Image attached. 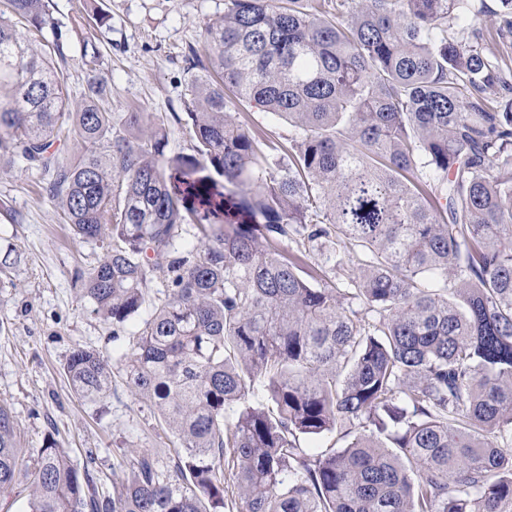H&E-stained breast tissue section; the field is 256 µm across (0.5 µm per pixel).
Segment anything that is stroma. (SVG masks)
I'll use <instances>...</instances> for the list:
<instances>
[{"instance_id":"1","label":"stroma","mask_w":512,"mask_h":512,"mask_svg":"<svg viewBox=\"0 0 512 512\" xmlns=\"http://www.w3.org/2000/svg\"><path fill=\"white\" fill-rule=\"evenodd\" d=\"M53 17L70 40L61 66L73 98H80L90 71L106 76L112 109L164 113L165 154L192 153L193 142L178 121L192 73L189 46L200 45L205 22L224 14V0H53ZM110 20L97 26L93 11ZM100 56L88 67L82 39ZM44 175L23 163L0 164V245L16 250L19 264L0 278V406L16 418L26 460L47 440L64 448L74 464L94 458V475L111 488L112 471L130 467L132 448L173 450L149 405L135 400L121 373L103 403L75 395L64 365L71 352L91 347L111 354L112 325L97 315L80 288V274L98 248L70 235L56 202L43 190Z\"/></svg>"}]
</instances>
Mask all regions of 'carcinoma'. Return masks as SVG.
Listing matches in <instances>:
<instances>
[{"instance_id": "carcinoma-1", "label": "carcinoma", "mask_w": 512, "mask_h": 512, "mask_svg": "<svg viewBox=\"0 0 512 512\" xmlns=\"http://www.w3.org/2000/svg\"><path fill=\"white\" fill-rule=\"evenodd\" d=\"M500 2L487 25L476 0H225L189 47L193 153L167 158V116L115 115L100 75L72 101L52 0H0V158L49 175L102 250L82 293L113 340L151 307L112 357L74 349L70 385L98 403L118 368L177 444L167 462L133 450L108 492L53 442L25 461L0 407V495L26 481L29 512H512ZM237 99L284 119L288 145L236 120ZM315 255L351 262L345 287L309 281ZM158 271L171 289L151 296ZM339 425L346 447L301 446Z\"/></svg>"}]
</instances>
